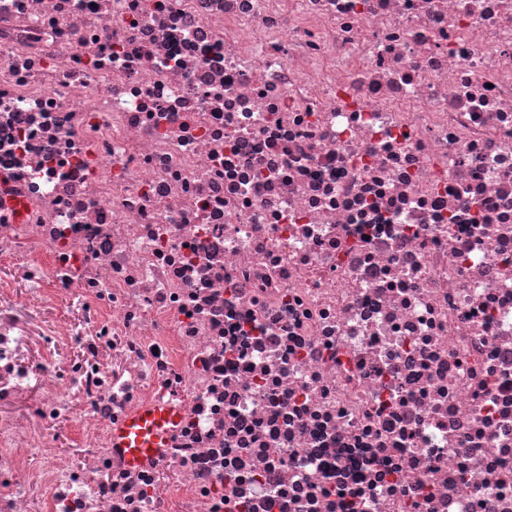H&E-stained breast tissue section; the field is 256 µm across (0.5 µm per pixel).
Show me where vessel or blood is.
<instances>
[{"label":"vessel or blood","instance_id":"vessel-or-blood-1","mask_svg":"<svg viewBox=\"0 0 512 512\" xmlns=\"http://www.w3.org/2000/svg\"><path fill=\"white\" fill-rule=\"evenodd\" d=\"M175 421L174 412L166 407L142 411L114 432V444L125 450L130 463H139L166 447Z\"/></svg>","mask_w":512,"mask_h":512}]
</instances>
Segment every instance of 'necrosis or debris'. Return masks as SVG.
<instances>
[{"instance_id": "4bbe7bcc", "label": "necrosis or debris", "mask_w": 512, "mask_h": 512, "mask_svg": "<svg viewBox=\"0 0 512 512\" xmlns=\"http://www.w3.org/2000/svg\"><path fill=\"white\" fill-rule=\"evenodd\" d=\"M0 260V512H512V0H0ZM175 422L176 416L169 408L147 409L114 432L113 441L117 448H124L130 463L138 464L167 447L168 436Z\"/></svg>"}]
</instances>
